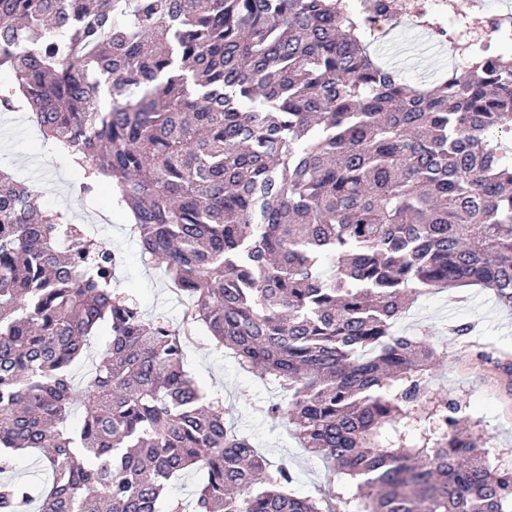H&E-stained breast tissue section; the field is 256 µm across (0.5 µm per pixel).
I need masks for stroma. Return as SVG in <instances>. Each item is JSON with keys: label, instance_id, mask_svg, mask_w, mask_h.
Listing matches in <instances>:
<instances>
[{"label": "stroma", "instance_id": "obj_1", "mask_svg": "<svg viewBox=\"0 0 512 512\" xmlns=\"http://www.w3.org/2000/svg\"><path fill=\"white\" fill-rule=\"evenodd\" d=\"M370 51L413 86L447 75L454 65L453 48L429 37L407 16L374 41ZM0 169L34 185L40 206L68 211L74 223L112 248L119 260L113 291L146 315L164 318L172 330H181L186 299L175 292L159 265L143 262L129 230L128 212L117 205L110 190L80 195V172L56 152L27 111L0 113ZM467 323L473 326L470 335L450 334V327ZM395 330L434 345L439 358L427 379L432 400L457 401L496 465L512 470V375L495 366L496 361L512 360V314L499 308L490 291L466 288L419 298ZM184 368L208 396L220 399L226 420L239 433L271 461L288 460L298 475L296 495L316 494L325 463L298 448L285 424L258 411L260 405L277 399L273 386L244 371L229 351L216 348L203 328L186 347Z\"/></svg>", "mask_w": 512, "mask_h": 512}]
</instances>
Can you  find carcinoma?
<instances>
[{
  "mask_svg": "<svg viewBox=\"0 0 512 512\" xmlns=\"http://www.w3.org/2000/svg\"><path fill=\"white\" fill-rule=\"evenodd\" d=\"M401 15L396 0H0V112L30 110L81 193L110 182L143 258L189 300L180 333L147 317L112 292L111 249L0 173V472L36 451L40 512H160L197 468L192 512H512V471L460 406H425L437 351L392 332L435 288L512 308V56L476 49L411 89L367 43ZM199 325L279 389L260 412L332 470L317 495H294L288 463L184 371ZM30 498L0 483V512ZM202 479L203 474L201 472L192 471L172 482L167 490L165 501L161 505V512H168L171 503L190 501L194 489L201 483Z\"/></svg>",
  "mask_w": 512,
  "mask_h": 512,
  "instance_id": "1",
  "label": "carcinoma"
}]
</instances>
